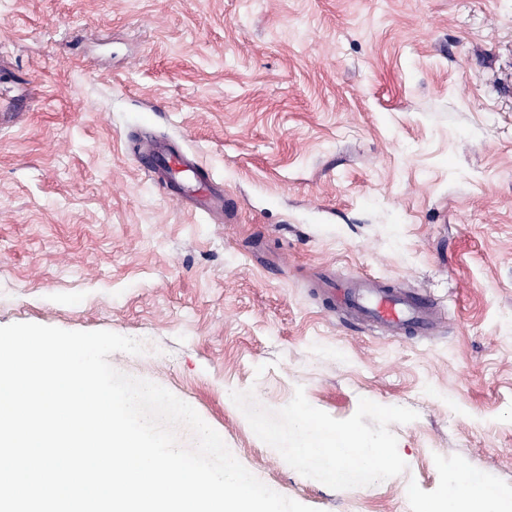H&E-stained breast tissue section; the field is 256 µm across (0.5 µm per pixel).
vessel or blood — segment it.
I'll use <instances>...</instances> for the list:
<instances>
[{"label":"vessel or blood","mask_w":512,"mask_h":512,"mask_svg":"<svg viewBox=\"0 0 512 512\" xmlns=\"http://www.w3.org/2000/svg\"><path fill=\"white\" fill-rule=\"evenodd\" d=\"M135 157L159 186L179 195L182 203L195 210L208 213L229 202L213 179L196 174L191 160L178 150L146 144L136 149ZM345 302L365 322L393 331L428 336L439 323L436 303L427 294L386 289L365 276L346 291Z\"/></svg>","instance_id":"vessel-or-blood-1"}]
</instances>
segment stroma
I'll use <instances>...</instances> for the list:
<instances>
[{"instance_id":"obj_1","label":"stroma","mask_w":512,"mask_h":512,"mask_svg":"<svg viewBox=\"0 0 512 512\" xmlns=\"http://www.w3.org/2000/svg\"><path fill=\"white\" fill-rule=\"evenodd\" d=\"M187 152L236 214L138 169ZM439 303L435 334L329 308L359 274ZM144 342L109 362L195 409L316 512H420L448 473L512 495V0H0V326ZM366 398L407 469L335 490L230 399Z\"/></svg>"}]
</instances>
